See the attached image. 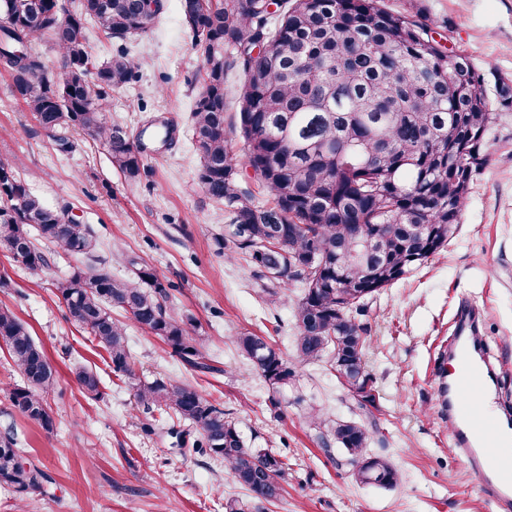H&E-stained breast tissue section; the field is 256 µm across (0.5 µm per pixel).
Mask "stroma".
Wrapping results in <instances>:
<instances>
[{"instance_id":"1","label":"stroma","mask_w":512,"mask_h":512,"mask_svg":"<svg viewBox=\"0 0 512 512\" xmlns=\"http://www.w3.org/2000/svg\"><path fill=\"white\" fill-rule=\"evenodd\" d=\"M389 8L427 21L445 48L465 50L485 74L487 97L495 79L512 78V0H386ZM99 61L119 49L143 62L137 80L111 93L109 119L138 134L148 120L175 125L174 145L149 153L138 181L116 171L106 152L80 130L45 131L12 92L0 69V158L47 206L67 209L87 224L95 254L119 277H132L124 254L140 256L171 283L175 311L197 320L195 337L210 371L184 364L161 339L128 326L137 369L132 379L113 373L96 341L76 327L55 294V279L84 266L81 256L51 255L49 271L35 274L0 250V306L26 323L56 368L47 401L53 431L24 418L10 401L21 384L0 348V436L14 433L25 456L52 480L25 498L0 486V512H224L226 497L246 498L226 464L173 445L178 421H157L135 397L137 380L161 377L189 385L237 422L249 447L274 448L288 458L284 492L265 512H496L478 479L450 444L439 381L448 374V343L460 302L483 311L479 338L493 363H507L492 393L512 408V111L500 112L486 135L489 163L467 194L448 246L402 280L366 299L357 316L366 328L367 370L379 391L365 412L343 390L329 365L296 356L293 310L301 288L275 301L255 294L246 261L230 262L215 246L224 209L203 192L191 145L195 76L203 59L183 24L177 0L152 30L126 39L89 33ZM69 138L60 153L55 136ZM240 332L264 336L294 368L288 386L273 389L235 346ZM92 369L101 396L82 392L73 372ZM377 422L367 453L396 468L395 486L357 483L337 448H324L308 415Z\"/></svg>"}]
</instances>
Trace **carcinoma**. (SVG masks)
<instances>
[{"label":"carcinoma","instance_id":"carcinoma-1","mask_svg":"<svg viewBox=\"0 0 512 512\" xmlns=\"http://www.w3.org/2000/svg\"><path fill=\"white\" fill-rule=\"evenodd\" d=\"M179 5L203 57L191 117L198 180L229 219L216 245L230 259L244 256L263 299L296 284L303 288L295 306L298 357L305 363L328 359L344 389H360V407L375 409L366 330L353 312L448 246L469 186L486 164L485 136L498 116L483 93L484 76L463 50L448 67V52L429 36L430 25L386 9L382 0H291L278 14L268 12V0ZM164 7L147 9L143 0H109L106 8L100 0H79L72 8L64 0H0V67L11 74L13 93L43 128L72 126L97 141L129 181L144 168L145 140L169 147L173 129L164 121L133 139L122 124L107 120L110 92L133 82L141 61L122 51L90 76L88 30L118 39L147 33ZM46 32L54 36L61 64L76 65L63 86L43 80L46 65L30 49ZM232 68L243 76L237 127L225 112L224 80ZM496 104L512 109V79H498ZM237 131L261 202L240 184ZM32 226L59 250L88 258L54 288L69 320L107 352L113 372L135 375L125 324L112 318L114 309L190 367L219 371L200 361L192 338L196 319L167 306L171 284L154 266L128 256L133 278L112 275L93 255L91 228L44 204L17 163L0 158V229L11 230L0 235V248L10 253L24 240L15 262L38 273L49 269L50 257L35 243ZM234 341L272 388L295 377L264 337L244 333ZM0 345L23 380L10 392L12 406L52 431L46 395L55 374L31 375L45 352L6 306L0 307ZM75 377L89 398L99 397L96 373L81 368ZM135 397L148 411L192 425L198 433L192 450L227 463L249 501L228 497L224 512H261L279 498L286 456L247 447L237 424L198 390L155 378L137 384ZM377 431L374 422L353 420L327 427L349 464L364 462L355 479L388 488L397 481L395 467L366 455ZM47 482L46 471L23 456L14 435L0 437V486L22 497Z\"/></svg>","mask_w":512,"mask_h":512}]
</instances>
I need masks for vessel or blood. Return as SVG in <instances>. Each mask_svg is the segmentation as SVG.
I'll use <instances>...</instances> for the list:
<instances>
[{
	"instance_id": "1",
	"label": "vessel or blood",
	"mask_w": 512,
	"mask_h": 512,
	"mask_svg": "<svg viewBox=\"0 0 512 512\" xmlns=\"http://www.w3.org/2000/svg\"><path fill=\"white\" fill-rule=\"evenodd\" d=\"M478 310L461 306L449 356L455 366L448 376L445 413L451 443L468 468L477 474L481 488L498 512H512V433L498 413L473 400V388L497 384L498 374L474 349L478 335Z\"/></svg>"
}]
</instances>
